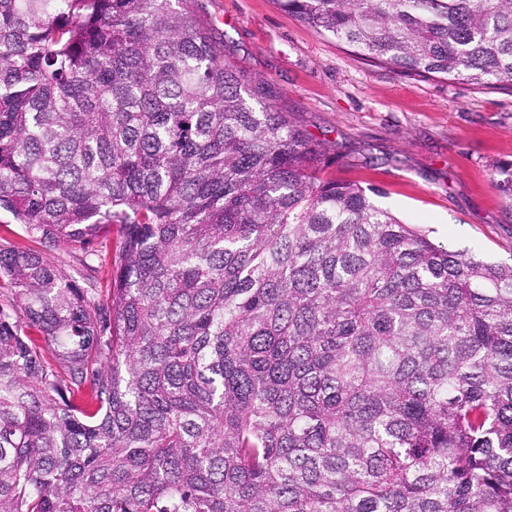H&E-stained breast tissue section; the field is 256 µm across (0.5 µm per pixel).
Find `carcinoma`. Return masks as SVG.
<instances>
[{
    "instance_id": "cac0c4a2",
    "label": "carcinoma",
    "mask_w": 512,
    "mask_h": 512,
    "mask_svg": "<svg viewBox=\"0 0 512 512\" xmlns=\"http://www.w3.org/2000/svg\"><path fill=\"white\" fill-rule=\"evenodd\" d=\"M512 90V0H277ZM187 0H0V512H512V264L325 174ZM6 241L27 246L46 254L63 273L75 278L80 284L83 283L80 275L90 273L79 264L73 251L63 246L49 247L48 244L33 241L25 235L23 226L17 224L10 213L1 210L0 243ZM109 239V241L104 239L100 245H97L100 259H95L94 262H92L94 272L92 271L91 274L98 279L101 298H105L109 290L108 284L112 275L110 261L112 255L113 262L115 254V235L112 233Z\"/></svg>"
}]
</instances>
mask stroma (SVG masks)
<instances>
[{
    "instance_id": "obj_1",
    "label": "stroma",
    "mask_w": 512,
    "mask_h": 512,
    "mask_svg": "<svg viewBox=\"0 0 512 512\" xmlns=\"http://www.w3.org/2000/svg\"><path fill=\"white\" fill-rule=\"evenodd\" d=\"M224 60L268 86L280 111L329 152L330 175L378 188L374 202L451 250L512 262V93L424 78L355 55L275 0H192ZM33 247L63 273L73 251L32 241L0 211V243Z\"/></svg>"
}]
</instances>
